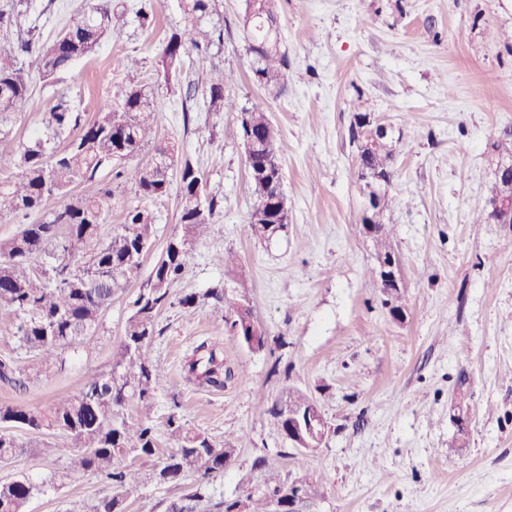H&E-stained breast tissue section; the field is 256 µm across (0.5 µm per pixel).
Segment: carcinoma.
<instances>
[{"instance_id":"1","label":"carcinoma","mask_w":512,"mask_h":512,"mask_svg":"<svg viewBox=\"0 0 512 512\" xmlns=\"http://www.w3.org/2000/svg\"><path fill=\"white\" fill-rule=\"evenodd\" d=\"M29 0H0V39L7 41L20 27L23 8ZM182 26L169 35L163 50L170 69L182 63L189 49L204 53L224 40V19L216 0H181ZM140 25L155 23L154 0H140L137 10ZM124 24L112 0L97 3L71 17L56 39L37 45L21 43L20 53L0 47V136L11 133L12 116L30 94L29 76L36 72L44 78L59 69L89 56L107 38L119 39ZM245 41L260 46V57L252 66V76L259 86L272 89L285 80L288 58L281 51L278 30L257 19ZM126 67L132 73L129 85L117 102L106 104L98 116L88 122L59 103L49 112L46 129L53 135L66 134L70 145L58 155L46 153L44 142L36 138L19 152L0 156V168L16 174L0 177V207L11 213L40 212L52 196H69L63 206L43 214L36 224H27L16 235L0 238V307L9 308L12 320L0 323V335L16 338L31 353L29 366L20 368L0 360V382L14 389L25 387L24 376L33 370L49 374L63 366L62 353L69 348H86L99 325L102 312L112 299L142 274L137 258L148 250L154 238L155 216L137 206L127 211L124 222L103 235L111 190L96 182L102 168L112 169V176L125 179L136 188L141 199L155 201L168 190L178 157L175 144L156 140L158 110L153 95L139 84L135 64ZM231 76L217 69L203 88L212 112H229L236 105L224 95ZM252 134L255 155L260 161L270 159V173L250 174L252 207H269L274 194L272 179L282 177L277 154V130L269 118L267 106L255 102L239 109L238 135ZM153 144V151L169 155L170 163L150 168L147 164L127 165L143 146ZM369 162L380 165L393 155L392 144L378 139L367 149ZM180 203L178 224L181 234L172 237L146 276L132 301L124 336L112 369L93 377L77 395L61 397L45 410L21 405L0 406V422L40 434H61L75 443L80 452L71 459L65 479H77L92 471L111 486L112 496L98 504L69 507L66 512H125L126 493L140 485L177 482L183 476L197 475L196 489L172 502L168 512L179 506L180 512H234L233 498L213 500L206 494L208 479L224 470V454L236 452L217 444L208 435L182 422L173 410L166 420L167 434L176 447L160 451L154 427L147 421L129 422L120 409L131 400L149 405L154 396L155 368L151 344L155 335V317L167 302L169 288L181 275L194 243L207 236L217 202L210 198L198 208L203 176L188 161L180 167ZM391 199L377 198L371 223L378 255L394 252L386 213ZM205 298L221 304L231 314L239 306L237 298L212 288ZM184 370L188 379L206 389L222 390L233 377L224 364V351L205 342L187 358ZM288 408L277 403L269 409L281 434H288V412L307 407L313 399L296 391L288 393ZM22 451L16 438L0 439V464L14 459ZM151 461L144 468L135 460ZM288 484L273 473L266 475L263 490L247 496L250 507L245 512H269V496ZM39 486L28 477L0 482V512H25L26 505Z\"/></svg>"}]
</instances>
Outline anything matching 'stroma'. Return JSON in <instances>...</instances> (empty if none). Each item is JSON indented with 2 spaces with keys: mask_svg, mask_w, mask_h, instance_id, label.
Wrapping results in <instances>:
<instances>
[{
  "mask_svg": "<svg viewBox=\"0 0 512 512\" xmlns=\"http://www.w3.org/2000/svg\"><path fill=\"white\" fill-rule=\"evenodd\" d=\"M88 0H29L25 18L36 43L56 38ZM126 9L120 40L51 79L30 77L29 100L0 139L8 156L45 132L66 102L84 120L125 86L127 58L141 63L154 93L158 134L204 176L217 201L210 234L193 246L182 277L155 319L157 390L150 408L128 402L123 414L149 419L161 450L165 421L178 410L189 427L235 449L211 478L213 498L261 482L265 468L310 475L322 493L312 512H512V224L477 223L493 187L494 139L512 129V0H276L288 55L287 78L266 90L252 78L241 19L244 0H219L224 43L204 56L189 52L165 72L163 49L179 27V0H157L152 27ZM231 74L225 95L238 106L266 99L278 130L288 222L270 240L253 238L252 208L238 115L209 111L203 87L213 68ZM372 112L395 129L394 177L386 222L399 256L403 319H395L366 270L375 261L359 222L354 113ZM179 178L152 203L151 268L179 233ZM236 255L234 266L222 264ZM141 280L132 281L101 315L89 349L68 350L61 371L31 377L24 390L0 384V406L46 408L79 394L93 374L109 371ZM225 288L245 298L265 332L253 351L224 323L205 294ZM196 302L187 307L183 298ZM219 343L234 373L223 390L189 383L186 355ZM299 389L319 404L331 430L316 452L289 447L270 407ZM470 417L466 445L452 422L454 400ZM14 435L22 452L0 466V481L41 482L26 512H65L70 500L94 504L112 487L88 473L59 482L73 452L53 436L55 456L35 449L37 434ZM195 476L131 489L126 512H166Z\"/></svg>",
  "mask_w": 512,
  "mask_h": 512,
  "instance_id": "obj_1",
  "label": "stroma"
}]
</instances>
